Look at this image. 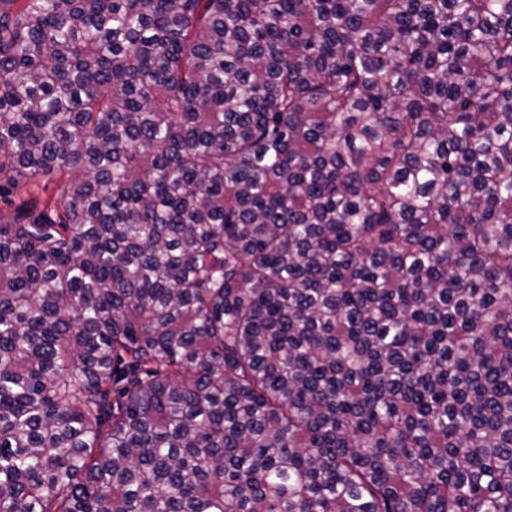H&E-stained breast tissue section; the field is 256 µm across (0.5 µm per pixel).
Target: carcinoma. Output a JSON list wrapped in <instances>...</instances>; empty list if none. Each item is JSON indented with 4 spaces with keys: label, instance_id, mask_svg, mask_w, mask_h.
<instances>
[{
    "label": "carcinoma",
    "instance_id": "cac0c4a2",
    "mask_svg": "<svg viewBox=\"0 0 512 512\" xmlns=\"http://www.w3.org/2000/svg\"><path fill=\"white\" fill-rule=\"evenodd\" d=\"M0 1V512H512V0Z\"/></svg>",
    "mask_w": 512,
    "mask_h": 512
}]
</instances>
